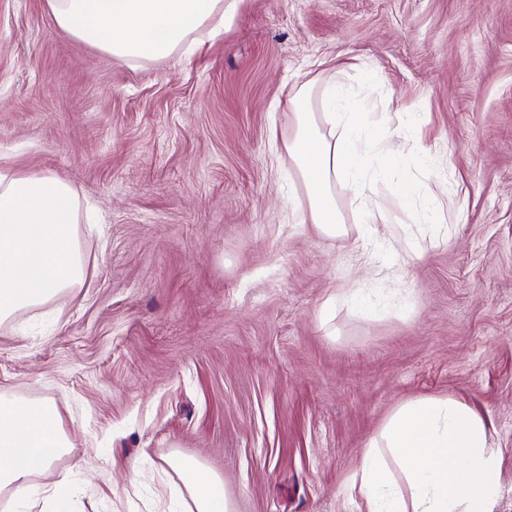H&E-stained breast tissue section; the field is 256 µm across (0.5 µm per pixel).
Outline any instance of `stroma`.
Segmentation results:
<instances>
[{
	"label": "stroma",
	"instance_id": "obj_1",
	"mask_svg": "<svg viewBox=\"0 0 512 512\" xmlns=\"http://www.w3.org/2000/svg\"><path fill=\"white\" fill-rule=\"evenodd\" d=\"M338 84L403 154L362 226L304 222L287 99ZM0 166L65 179L99 224L68 316L0 323V396L50 399L73 512H164L175 457L233 512H364L348 487L394 410L454 396L512 512V0H241L196 53L128 64L0 0ZM446 186L442 218L403 184ZM422 258H414V251ZM154 474L130 492L133 460Z\"/></svg>",
	"mask_w": 512,
	"mask_h": 512
}]
</instances>
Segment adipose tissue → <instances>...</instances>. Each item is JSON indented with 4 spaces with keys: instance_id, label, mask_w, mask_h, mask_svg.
<instances>
[{
    "instance_id": "1",
    "label": "adipose tissue",
    "mask_w": 512,
    "mask_h": 512,
    "mask_svg": "<svg viewBox=\"0 0 512 512\" xmlns=\"http://www.w3.org/2000/svg\"><path fill=\"white\" fill-rule=\"evenodd\" d=\"M63 31L89 40L126 62H160L185 55L196 35L218 34L239 0H48ZM341 114L340 133L323 135L312 113L296 115L286 151L306 186L310 223L324 234H341L334 186L345 178L361 198L363 221L381 208L364 200L372 148L383 147L386 166L400 150L387 147L385 124L362 103L332 88L322 100ZM89 217L61 177L0 168V323L31 306L63 316L71 289L87 270L78 247V226ZM54 402L0 398V497L11 512H55L61 486L39 481L55 461L72 454ZM184 512H229L223 481L198 462L174 459ZM500 456L488 425L469 404L452 396L403 403L362 453L360 493L367 512H491L498 492Z\"/></svg>"
}]
</instances>
